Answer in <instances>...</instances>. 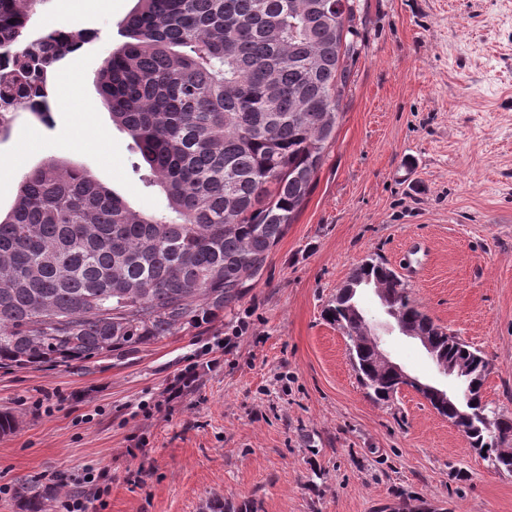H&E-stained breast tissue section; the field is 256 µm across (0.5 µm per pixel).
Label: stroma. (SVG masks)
I'll list each match as a JSON object with an SVG mask.
<instances>
[{
  "label": "stroma",
  "instance_id": "obj_1",
  "mask_svg": "<svg viewBox=\"0 0 512 512\" xmlns=\"http://www.w3.org/2000/svg\"><path fill=\"white\" fill-rule=\"evenodd\" d=\"M336 140L260 279L223 317L127 355L0 370V486H53L91 468L96 512H203L213 497L257 512H512L496 471L420 394L378 404L323 310L370 255L492 370L486 401L512 416V0H356ZM135 0H44L38 27L85 29L49 85L50 123L18 113L0 136V213L24 169L88 170L133 209L164 210L133 169L97 74ZM82 97L66 98L73 84ZM422 381V346L385 336Z\"/></svg>",
  "mask_w": 512,
  "mask_h": 512
}]
</instances>
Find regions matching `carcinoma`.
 Listing matches in <instances>:
<instances>
[{
  "instance_id": "carcinoma-1",
  "label": "carcinoma",
  "mask_w": 512,
  "mask_h": 512,
  "mask_svg": "<svg viewBox=\"0 0 512 512\" xmlns=\"http://www.w3.org/2000/svg\"><path fill=\"white\" fill-rule=\"evenodd\" d=\"M42 0H0V114L48 121V75L86 42L80 30L31 37ZM355 0H136L121 45L97 76L112 123L133 140L168 213L147 214L87 170L50 160L22 173L0 217V369L68 367L130 354L216 321L258 280L311 194L336 139L357 54ZM14 23H9V20ZM328 318L359 334L357 373L374 401L392 385L373 360L367 286L394 323L431 337L469 368L472 404L453 424L492 465L512 463V417L483 400L489 362L437 326L401 278L369 258ZM498 417L487 428L480 415ZM64 486L15 490L20 512H48ZM204 512H254L221 499Z\"/></svg>"
}]
</instances>
